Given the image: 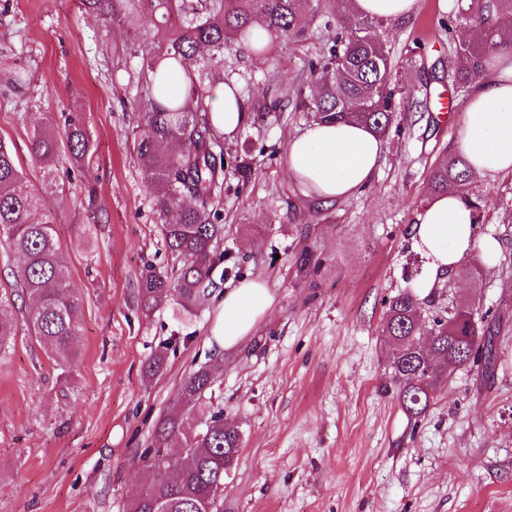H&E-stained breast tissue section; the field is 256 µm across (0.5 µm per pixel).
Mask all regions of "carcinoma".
Masks as SVG:
<instances>
[{"label":"carcinoma","mask_w":512,"mask_h":512,"mask_svg":"<svg viewBox=\"0 0 512 512\" xmlns=\"http://www.w3.org/2000/svg\"><path fill=\"white\" fill-rule=\"evenodd\" d=\"M118 0H82V5L107 23L120 17ZM311 0H135L131 7L151 21L152 30L137 34L142 70L151 93L137 108L150 134L137 145V161L155 206L165 217L162 236L178 261L172 274L148 271L142 276L140 302L145 315L172 299L191 312L217 287L213 272L222 258L218 243L224 225L215 200L224 189V142L211 123L208 90L224 82V50L234 42H251L253 22L260 20L268 44L305 34L302 21ZM512 15V0H464L457 18L481 29L474 42L455 39L448 29V82L459 95L470 91L492 56L512 51V28L498 24ZM341 31L327 54L310 64L317 94L298 90L296 110L314 121L336 123L354 119L379 136L392 128L396 96L421 106L413 91L393 81V57L384 34L401 26L397 21L342 11ZM31 154L43 172V192L27 186L17 148L0 138V242L22 257L13 272L15 287L33 301L32 335L48 353L71 363L76 353L83 301L68 281L60 260L54 224L34 222L44 195L56 187L58 138L40 118L30 114ZM66 145L71 161L80 166L91 149L83 123L67 117ZM467 162L459 155L443 159L431 172L436 194L455 190L468 195ZM10 298L0 297V354L15 337L6 313ZM443 319L425 320L422 302L405 288L388 303L383 333L389 343L388 367L406 411L425 412L430 399L457 368L480 364L489 378L496 369L495 325L467 303L441 311ZM214 377L207 367L182 382L175 406L155 425L150 448L143 456L150 473L146 490L129 505V512H223L214 488L224 483L241 447L238 429L224 424L217 411L197 427H186L197 405L212 393ZM183 437L191 451L176 478L162 471L169 442Z\"/></svg>","instance_id":"cac0c4a2"}]
</instances>
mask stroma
<instances>
[{
    "mask_svg": "<svg viewBox=\"0 0 512 512\" xmlns=\"http://www.w3.org/2000/svg\"><path fill=\"white\" fill-rule=\"evenodd\" d=\"M457 0H418L407 27L387 42L395 79L418 98L447 92L444 20ZM336 0H314L302 40L263 56L244 44L224 53L253 119L224 143V190L215 207L224 278L193 313L166 302L143 314L146 269L172 271L163 223L136 161L146 128L131 26L104 25L81 0H0V138L13 141L29 188L42 175L29 152L27 114L56 131L78 114L92 151L82 170L60 159L46 199L69 283L84 298L77 356L62 367L30 335L31 302L15 298L16 336L0 356V512H127L147 480L141 454L154 424L194 369L215 372L211 399L241 434L224 478V512H512V173L468 184L480 198L478 237L500 249L479 276L454 275L425 315L460 300L498 329V365L482 382L461 368L427 410L410 415L386 365L388 300L406 286L419 251L418 209L430 172L454 151L465 118L424 113L391 131L371 185L325 204L305 196L284 168L289 140L308 123L297 90L313 92L306 66L336 30ZM24 81L11 85L14 71ZM252 166L248 180L234 172ZM310 249L315 263L299 269ZM261 278L273 301L254 330L216 351L210 329L225 290ZM165 351L160 373L143 372Z\"/></svg>",
    "mask_w": 512,
    "mask_h": 512,
    "instance_id": "35a3bbf8",
    "label": "stroma"
}]
</instances>
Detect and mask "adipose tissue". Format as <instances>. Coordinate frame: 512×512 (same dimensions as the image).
<instances>
[{"label":"adipose tissue","instance_id":"1","mask_svg":"<svg viewBox=\"0 0 512 512\" xmlns=\"http://www.w3.org/2000/svg\"><path fill=\"white\" fill-rule=\"evenodd\" d=\"M206 104L215 127L232 138L250 118L244 96L234 82L216 84ZM466 119L456 142L474 176L512 172V54L497 55L465 101ZM384 143L354 121L313 122L288 142L284 166L288 175L323 203L348 199L372 181ZM476 214L461 193L434 195L415 214L414 242L431 260L435 273L460 269L475 247L498 250L495 240L478 241ZM271 297L263 280L240 282L225 292L222 308L210 330L220 349L235 346L264 315Z\"/></svg>","mask_w":512,"mask_h":512}]
</instances>
